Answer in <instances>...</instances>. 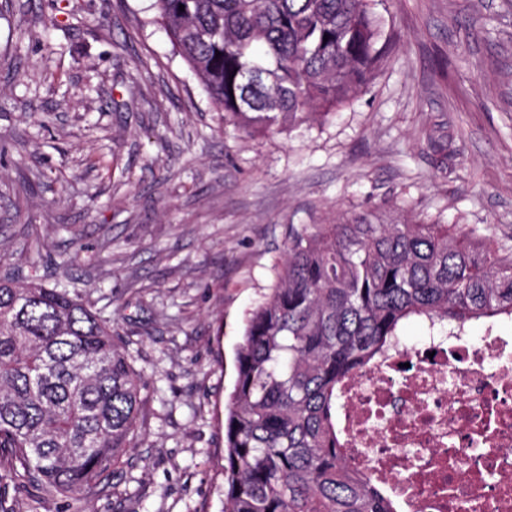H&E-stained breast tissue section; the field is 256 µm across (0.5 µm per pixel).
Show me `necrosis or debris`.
<instances>
[{"label": "necrosis or debris", "instance_id": "4bbe7bcc", "mask_svg": "<svg viewBox=\"0 0 512 512\" xmlns=\"http://www.w3.org/2000/svg\"><path fill=\"white\" fill-rule=\"evenodd\" d=\"M339 429L397 512H512V334L389 352L346 381Z\"/></svg>", "mask_w": 512, "mask_h": 512}]
</instances>
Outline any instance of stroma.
<instances>
[{"label":"stroma","instance_id":"35a3bbf8","mask_svg":"<svg viewBox=\"0 0 512 512\" xmlns=\"http://www.w3.org/2000/svg\"><path fill=\"white\" fill-rule=\"evenodd\" d=\"M154 0H0V269L91 291L146 388L107 486L38 512H223L224 401L291 227L387 211L512 246V0H374L338 112L225 119Z\"/></svg>","mask_w":512,"mask_h":512}]
</instances>
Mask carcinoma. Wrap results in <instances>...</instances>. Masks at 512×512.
<instances>
[{"label": "carcinoma", "instance_id": "carcinoma-1", "mask_svg": "<svg viewBox=\"0 0 512 512\" xmlns=\"http://www.w3.org/2000/svg\"><path fill=\"white\" fill-rule=\"evenodd\" d=\"M155 8L212 103L252 132L329 113L383 61L371 0ZM251 73L262 82L248 86ZM501 315L512 318V250L460 224L367 212L293 231L236 352L224 512H395L339 447L341 384L400 345L404 319L461 329ZM142 389L91 293L0 274V460L11 482L70 498L108 485Z\"/></svg>", "mask_w": 512, "mask_h": 512}]
</instances>
